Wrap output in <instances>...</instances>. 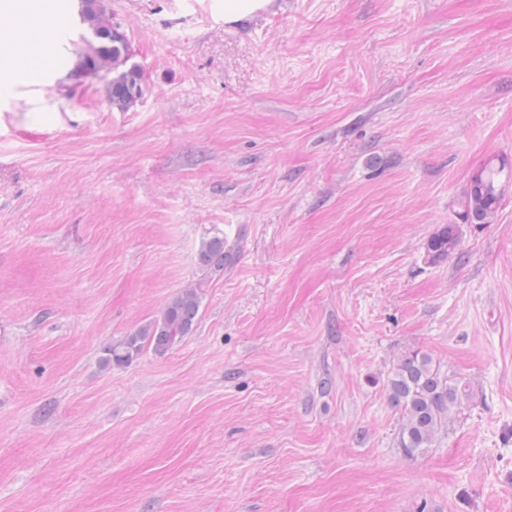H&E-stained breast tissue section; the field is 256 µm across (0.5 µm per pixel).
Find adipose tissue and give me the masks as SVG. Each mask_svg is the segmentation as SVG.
Returning a JSON list of instances; mask_svg holds the SVG:
<instances>
[{
	"label": "adipose tissue",
	"instance_id": "adipose-tissue-1",
	"mask_svg": "<svg viewBox=\"0 0 512 512\" xmlns=\"http://www.w3.org/2000/svg\"><path fill=\"white\" fill-rule=\"evenodd\" d=\"M63 0H0V15L10 26L0 27V100L19 90L37 89L56 65L46 51L57 29L68 20Z\"/></svg>",
	"mask_w": 512,
	"mask_h": 512
}]
</instances>
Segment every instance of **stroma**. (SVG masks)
Masks as SVG:
<instances>
[{
	"label": "stroma",
	"mask_w": 512,
	"mask_h": 512,
	"mask_svg": "<svg viewBox=\"0 0 512 512\" xmlns=\"http://www.w3.org/2000/svg\"><path fill=\"white\" fill-rule=\"evenodd\" d=\"M105 4L136 106L0 103V512H512V0ZM188 284V335L104 364ZM413 351L470 398L409 458ZM502 170L487 163L475 170L462 201V224H490L493 222L501 199L496 177ZM459 243V225L443 224L425 243L426 258L436 264L447 261L455 254ZM230 249L224 241V237L213 236L204 240L201 244L198 261L199 264L210 270L223 271L224 265L231 259Z\"/></svg>",
	"instance_id": "1"
}]
</instances>
